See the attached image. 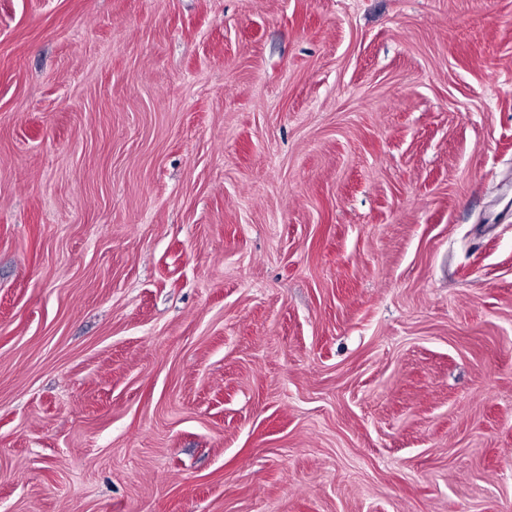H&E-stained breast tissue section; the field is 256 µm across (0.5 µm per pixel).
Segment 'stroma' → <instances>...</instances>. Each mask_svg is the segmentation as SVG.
Masks as SVG:
<instances>
[{
  "mask_svg": "<svg viewBox=\"0 0 512 512\" xmlns=\"http://www.w3.org/2000/svg\"><path fill=\"white\" fill-rule=\"evenodd\" d=\"M0 512H512V0H0Z\"/></svg>",
  "mask_w": 512,
  "mask_h": 512,
  "instance_id": "1",
  "label": "stroma"
}]
</instances>
